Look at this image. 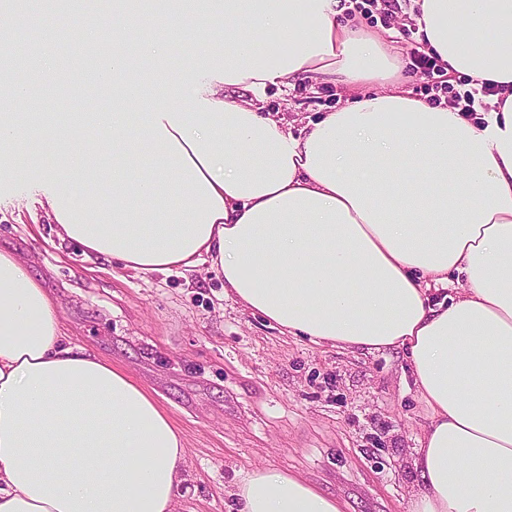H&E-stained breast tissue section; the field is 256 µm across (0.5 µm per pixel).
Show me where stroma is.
<instances>
[{
  "label": "stroma",
  "instance_id": "35a3bbf8",
  "mask_svg": "<svg viewBox=\"0 0 512 512\" xmlns=\"http://www.w3.org/2000/svg\"><path fill=\"white\" fill-rule=\"evenodd\" d=\"M356 22L391 31L403 57L420 49L406 37L405 11L354 13ZM103 0L72 14L54 66L27 84L25 114L82 112L84 28L112 38ZM73 64L71 91L59 95V68ZM340 86L314 77L268 88L265 110L288 119L301 136L309 122L338 107ZM0 155V249L29 257L61 305L77 344L125 368L156 392L186 449L187 480L176 512H233L230 490L245 473L274 466L336 495L343 512H406L416 482L411 450L427 424L423 404L405 386L400 353L348 351L291 336L224 293L223 277L200 270L136 273L86 258L60 241L32 205L38 189L13 182Z\"/></svg>",
  "mask_w": 512,
  "mask_h": 512
}]
</instances>
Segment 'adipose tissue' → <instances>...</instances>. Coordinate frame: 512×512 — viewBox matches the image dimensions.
Masks as SVG:
<instances>
[{"mask_svg":"<svg viewBox=\"0 0 512 512\" xmlns=\"http://www.w3.org/2000/svg\"><path fill=\"white\" fill-rule=\"evenodd\" d=\"M42 4L24 9L39 71L58 40ZM418 4L448 75L498 84L483 124L413 97L401 55L342 23L338 0H114L112 60L86 88L93 103L111 85L112 111L35 113L24 134L4 110L0 146L59 240L88 255L138 273L207 264L290 335L403 351L428 409L407 512H512V0ZM312 76L346 98L297 138L262 101ZM75 130L94 131L93 150ZM184 464L153 393L72 343L27 260L0 249V512H175ZM232 494L239 512H342L274 467Z\"/></svg>","mask_w":512,"mask_h":512,"instance_id":"1","label":"adipose tissue"}]
</instances>
